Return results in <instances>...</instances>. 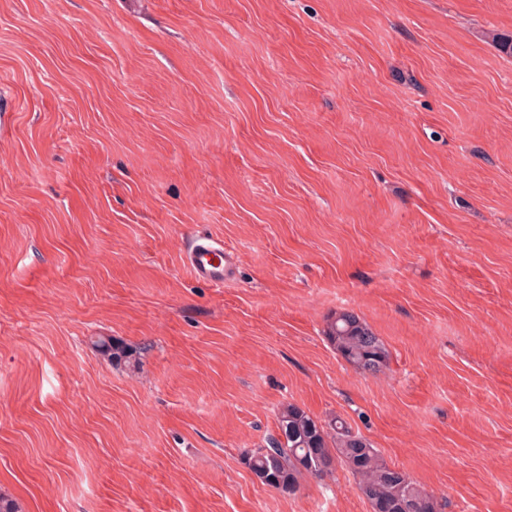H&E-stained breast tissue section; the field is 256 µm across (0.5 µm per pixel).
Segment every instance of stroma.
<instances>
[{
	"label": "stroma",
	"instance_id": "obj_1",
	"mask_svg": "<svg viewBox=\"0 0 512 512\" xmlns=\"http://www.w3.org/2000/svg\"><path fill=\"white\" fill-rule=\"evenodd\" d=\"M507 35L512 0H0V496L370 512L346 470L250 472L291 403L440 512H512ZM342 309L384 372L328 342ZM185 263L198 281L213 287H224V283L236 276L237 261L224 242L210 238L191 241L185 253ZM325 334L336 353L361 375H377L387 368L390 354L383 341L352 311H336Z\"/></svg>",
	"mask_w": 512,
	"mask_h": 512
}]
</instances>
